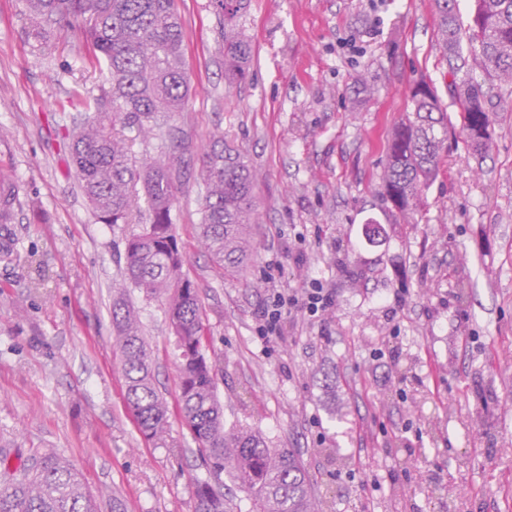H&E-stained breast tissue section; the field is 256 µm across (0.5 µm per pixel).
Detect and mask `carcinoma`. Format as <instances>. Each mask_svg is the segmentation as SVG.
<instances>
[{
	"mask_svg": "<svg viewBox=\"0 0 512 512\" xmlns=\"http://www.w3.org/2000/svg\"><path fill=\"white\" fill-rule=\"evenodd\" d=\"M35 30L77 29L106 63L111 86L85 113L71 153L82 191L105 224H131L144 201L150 223L127 239L130 286L164 302L178 364L179 415L197 444L209 479L194 483V512H230L224 477L246 494L248 512H320L304 461L290 448H271L258 433L224 425L219 365L205 353L203 309L183 277L185 256L173 231L178 186L164 160L139 158L135 146L154 130L160 113L185 111L189 85L182 62L184 30L174 0H26ZM224 10V82L245 75L251 46L236 27L246 0H216ZM436 28L448 65V113L432 83L417 80L412 109L392 133L382 181L397 214L413 217L459 145L483 158L492 147L499 90L512 87V0H434ZM206 184L202 243L227 273L250 255L256 223L253 173L240 151L215 133L201 154ZM113 340L128 409L143 437L157 448L173 446L170 408L155 385V358L141 335L137 312L123 298L112 304ZM122 501L91 493L76 466L54 451L11 465L0 448V512H123Z\"/></svg>",
	"mask_w": 512,
	"mask_h": 512,
	"instance_id": "cac0c4a2",
	"label": "carcinoma"
}]
</instances>
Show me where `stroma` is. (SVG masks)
Segmentation results:
<instances>
[{
	"label": "stroma",
	"mask_w": 512,
	"mask_h": 512,
	"mask_svg": "<svg viewBox=\"0 0 512 512\" xmlns=\"http://www.w3.org/2000/svg\"><path fill=\"white\" fill-rule=\"evenodd\" d=\"M190 87L140 154L179 176L174 232L223 368L226 425L300 454L323 512H512V95L479 160L449 153L416 223L382 197L391 131L429 75L447 99L434 0H248L242 83H224V13L175 0ZM25 0H0V173L16 186L0 224V448L67 456L126 512H194L207 479L172 416L156 448L125 404L113 344L118 293L139 313L156 385L178 395L161 302L125 279L136 224H102L68 154L81 99L109 86L79 32L35 37ZM256 172L251 259L228 277L200 239V151L214 128ZM375 220L380 235L366 239ZM333 289L320 320L264 340L268 289Z\"/></svg>",
	"instance_id": "obj_1"
}]
</instances>
